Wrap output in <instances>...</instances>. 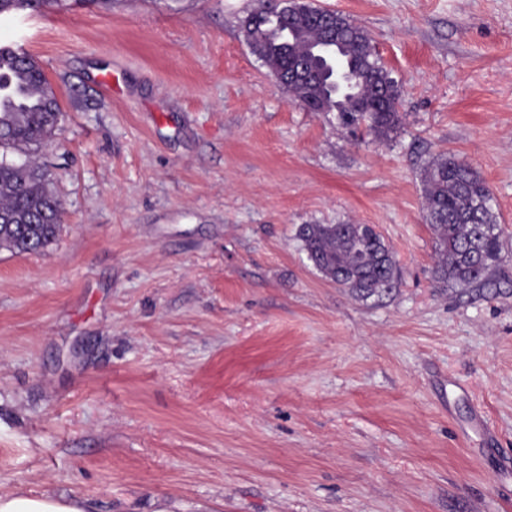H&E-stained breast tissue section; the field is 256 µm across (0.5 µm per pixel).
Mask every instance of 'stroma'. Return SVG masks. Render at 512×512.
Wrapping results in <instances>:
<instances>
[{
  "label": "stroma",
  "mask_w": 512,
  "mask_h": 512,
  "mask_svg": "<svg viewBox=\"0 0 512 512\" xmlns=\"http://www.w3.org/2000/svg\"><path fill=\"white\" fill-rule=\"evenodd\" d=\"M401 88L379 143L292 101L257 0H73L0 17L60 107L64 214L0 250V492L91 512H512V0H315ZM111 76L104 86L103 76ZM466 159L505 263L436 282L422 170ZM371 224L394 288L325 280L303 224Z\"/></svg>",
  "instance_id": "obj_1"
}]
</instances>
